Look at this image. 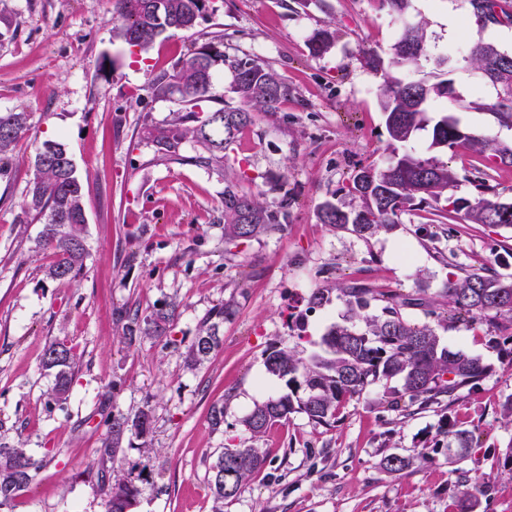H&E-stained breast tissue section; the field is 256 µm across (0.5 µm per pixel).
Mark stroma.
Here are the masks:
<instances>
[{
    "label": "stroma",
    "instance_id": "35a3bbf8",
    "mask_svg": "<svg viewBox=\"0 0 512 512\" xmlns=\"http://www.w3.org/2000/svg\"><path fill=\"white\" fill-rule=\"evenodd\" d=\"M411 13L426 22L429 54L460 58L480 41L512 51V28L478 24L469 0H412ZM391 21L379 0H209L193 31L165 34L144 53L113 39L110 0H0V113H28L30 125L0 174V442L42 461L29 487L0 512H104L95 477L103 408L134 412L146 404L154 410L156 455L128 446L114 463L154 489L132 512H212L211 463L226 447L248 445L264 449L267 464L225 500L224 512H452L456 475L444 456L397 475L381 469L387 454L416 455L440 415L400 417L377 404L379 386L328 425L295 413L255 438L242 423L255 404L285 391L264 366L271 344L309 355L345 314L339 299L308 309L311 288L363 281L404 293L422 289L435 299L449 277L450 253L466 265L489 260L512 272L511 231L462 224L451 236L423 211L366 236L331 231L319 220L328 200L350 210L344 187L354 170L392 155L380 79L361 62L366 48L388 55L397 36ZM326 28L335 30L336 44L312 56L308 41ZM217 35L226 56L274 68L288 94L274 115L257 116L223 166L190 164L197 153L190 139L182 160L159 158L138 132L144 119H169L181 101L154 97L149 78ZM105 57L112 67L102 73ZM47 141L67 147L84 184L89 257L72 281L45 279L49 258L38 237L46 218L23 212L34 154ZM238 169L244 190L271 208L281 194L269 178L285 175L293 194L286 232L225 244L224 175ZM170 301L180 316L169 339L134 347L121 341L115 307L143 316ZM227 301L237 307L220 347L187 369L184 345L206 310ZM440 336L492 367L449 413L480 436L463 463L489 484L480 512H512V475L499 465L512 443V421L502 410L512 397V356L482 332ZM55 340L77 354L71 396L61 406L48 405L52 378L41 367ZM219 399L224 428L216 432L207 414Z\"/></svg>",
    "mask_w": 512,
    "mask_h": 512
}]
</instances>
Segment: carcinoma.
Masks as SVG:
<instances>
[{
    "label": "carcinoma",
    "instance_id": "1",
    "mask_svg": "<svg viewBox=\"0 0 512 512\" xmlns=\"http://www.w3.org/2000/svg\"><path fill=\"white\" fill-rule=\"evenodd\" d=\"M116 24L113 37L131 47L149 49L169 31H190L197 25L208 0H110ZM382 7L400 22L389 59L377 52H363L365 65L381 78L379 102L385 118L390 145H405L415 133L432 127L430 147L454 150L463 148L481 156L490 166H512V144L494 136L465 134L457 119L439 109L441 115L429 117L430 109L449 101L463 99L453 95V79L457 61L444 54L432 58L436 80L398 78L394 70L415 66L427 49L425 26L410 18L411 0H380ZM473 16L483 25L512 26V0H469ZM336 31L322 29L309 40L314 56L329 52L335 45ZM465 62L479 76V85L490 87L494 96L479 97L468 105L487 109L496 115L499 125L512 128V52L493 43L479 42L470 47ZM226 64L232 72V92L240 105L226 104L201 114L199 102L208 98L214 67ZM151 93L166 97L177 93L184 108L165 122L144 120L141 138L155 152L168 160H182L180 150L187 139L200 147L193 161L208 167L224 165V157L238 136L254 124L256 114L278 112L288 88L269 65L255 59L230 60L224 56V38L216 36L198 47L191 45L171 68L152 75ZM29 131L25 112L0 114V170L8 165L19 139ZM34 177L25 211L47 213L39 247L52 254L45 269L47 278L71 280L82 271L88 257L85 240L84 186L66 148L56 142H45L33 158ZM283 191L277 209H270L259 197L241 188L239 180L224 178V241L260 239L272 233H284L288 193L287 181L273 177ZM472 198L457 197L459 184L456 171L434 156L413 151L392 152L389 162L381 167L359 168L345 186L347 194L357 201L349 211L325 202L320 220L333 231L350 230L361 236L389 230L402 223V216L430 208L440 224H482L494 228H512V204L499 199L495 187L484 177L469 179ZM460 271L442 289L448 298V312L433 309L431 299L404 294L396 290L378 291L366 284L351 283L341 289L346 306L343 322L329 326L321 336L319 351L302 357L296 350L272 345L264 365L271 376L283 381L284 395L258 403L244 417L243 424L253 436L266 432L272 425L286 421L296 412L305 414L317 424L328 425L347 402L362 397L376 384L383 387L377 403L410 416L418 411L450 408L465 390H472L490 371L478 356L463 350H452L442 344L437 329L429 322L410 320L405 310L419 308L436 318L448 329L464 326L473 331L500 328L504 322L512 328V274L500 272L490 263L479 266L455 263ZM331 301L330 289L309 291V308H322ZM380 308L375 315L365 311ZM235 314L234 302L218 303L200 319L199 331L185 346L184 363L195 368L207 360L220 346L224 321ZM123 323L124 342L132 346L144 339L163 340L170 336L179 318L178 305L169 302L139 317L126 307L113 310ZM42 368L52 376L47 391L48 403H67L73 385L75 354L65 341L51 342L42 357ZM399 386H390L391 381ZM153 411L145 406L134 414L110 410L107 431L97 449L98 481L106 496V512H131L145 493V487L117 469L104 464L124 451L125 442L140 441V449L149 453ZM478 443L474 432L458 427L451 415L440 419L433 447L423 448L420 457L443 455L454 466L456 484L461 487L453 512H476L480 505L477 494H486L489 485L482 482L478 493L471 490L468 471L457 467ZM267 461L259 448L237 446L224 448L209 471V488L214 501L213 512H223L224 500L236 496L251 477L260 472ZM41 460L25 449L0 443V508L9 505L32 481ZM412 459L390 454L382 460L383 469L398 474L409 468Z\"/></svg>",
    "mask_w": 512,
    "mask_h": 512
}]
</instances>
